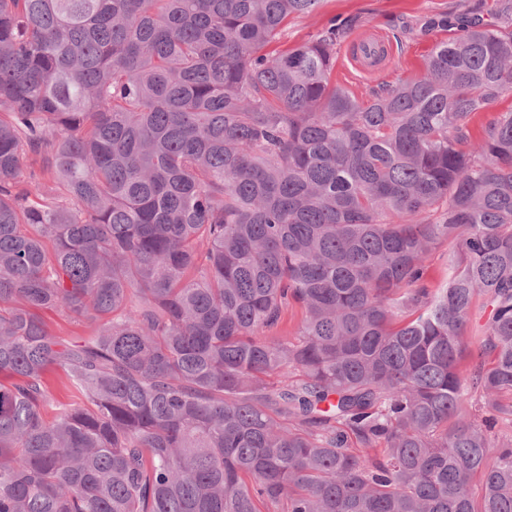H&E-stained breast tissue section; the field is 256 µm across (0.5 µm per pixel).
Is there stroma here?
Listing matches in <instances>:
<instances>
[{
	"label": "stroma",
	"mask_w": 512,
	"mask_h": 512,
	"mask_svg": "<svg viewBox=\"0 0 512 512\" xmlns=\"http://www.w3.org/2000/svg\"><path fill=\"white\" fill-rule=\"evenodd\" d=\"M456 0H321L311 14L290 17L272 48L282 51L316 38L332 23L349 25L348 39L373 33L393 42V54L379 69L368 73L349 70L346 45L336 48L332 75L359 98L383 80L394 82L420 73L423 62L441 41L459 32L462 12Z\"/></svg>",
	"instance_id": "35a3bbf8"
}]
</instances>
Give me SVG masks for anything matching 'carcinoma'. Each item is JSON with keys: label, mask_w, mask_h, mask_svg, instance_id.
Listing matches in <instances>:
<instances>
[{"label": "carcinoma", "mask_w": 512, "mask_h": 512, "mask_svg": "<svg viewBox=\"0 0 512 512\" xmlns=\"http://www.w3.org/2000/svg\"><path fill=\"white\" fill-rule=\"evenodd\" d=\"M320 2L0 0V512H512V0L367 101ZM43 318L53 334L69 340L79 341L90 336L93 331V327L88 323L75 321L54 311H46ZM50 378L54 405L67 404L76 399V391L62 372L53 371Z\"/></svg>", "instance_id": "cac0c4a2"}]
</instances>
